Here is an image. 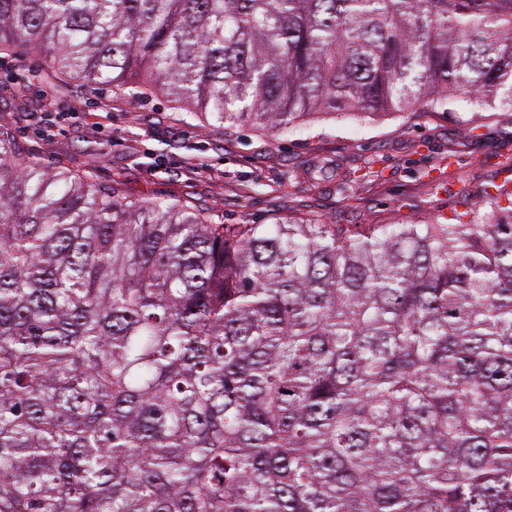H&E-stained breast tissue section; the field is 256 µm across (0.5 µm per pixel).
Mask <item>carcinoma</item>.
Here are the masks:
<instances>
[{
    "label": "carcinoma",
    "instance_id": "1",
    "mask_svg": "<svg viewBox=\"0 0 512 512\" xmlns=\"http://www.w3.org/2000/svg\"><path fill=\"white\" fill-rule=\"evenodd\" d=\"M233 129L498 109L512 0H0V51ZM450 218L214 224L0 129V512H512V155Z\"/></svg>",
    "mask_w": 512,
    "mask_h": 512
}]
</instances>
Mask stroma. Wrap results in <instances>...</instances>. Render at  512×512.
Listing matches in <instances>:
<instances>
[{"label":"stroma","instance_id":"stroma-1","mask_svg":"<svg viewBox=\"0 0 512 512\" xmlns=\"http://www.w3.org/2000/svg\"><path fill=\"white\" fill-rule=\"evenodd\" d=\"M36 51L0 52V125L50 169L91 174L140 202L165 197L206 209L227 224H271L293 213V195L343 224H390L450 214L449 189L479 192V158L494 151L497 126L455 114L395 113L357 125L311 124L275 139L251 127L224 130L174 109L162 95L138 98L76 78L47 77ZM467 140L452 158L449 140Z\"/></svg>","mask_w":512,"mask_h":512}]
</instances>
